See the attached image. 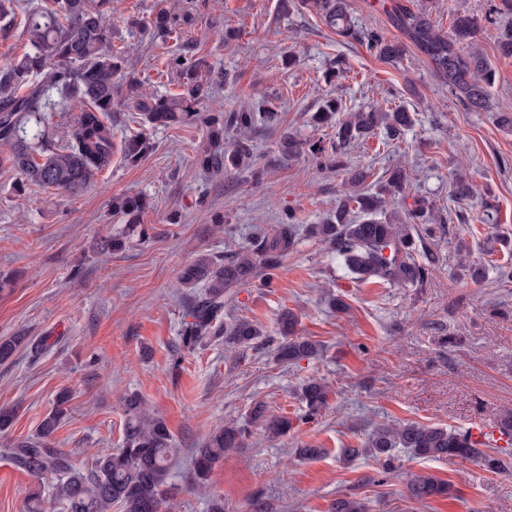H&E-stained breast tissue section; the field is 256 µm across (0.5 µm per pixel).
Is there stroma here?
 <instances>
[{
  "label": "stroma",
  "mask_w": 512,
  "mask_h": 512,
  "mask_svg": "<svg viewBox=\"0 0 512 512\" xmlns=\"http://www.w3.org/2000/svg\"><path fill=\"white\" fill-rule=\"evenodd\" d=\"M189 14L179 40L166 41L151 25L160 8ZM112 46L128 56V70L147 93L180 92L168 62L180 45L223 70L204 82L209 112L264 105L275 115L256 135V160L243 173L212 175L197 165L206 145L201 127H158L133 121L124 105L112 110L115 139L144 132L155 148L143 162L111 165L77 195L29 188L17 194L16 175L0 171V274L13 275L0 292V338L18 333L30 345L0 363V405L16 406L12 428L0 433V452L36 435L60 391L67 415L53 435L77 468L99 451L121 447L135 395L164 418L177 450L166 512H208L221 498L226 512H253L263 499L275 512H328L348 493L368 512H512V467L492 473L478 459L435 460L401 454V468L380 474L373 461H344L343 448L364 441L391 419L465 431L512 414V129L496 113H512V57L499 55V33L512 14L495 16L475 44L492 63L493 109L470 112L434 76L415 50L387 63L359 43L345 44L296 0H114ZM297 63L285 67L287 56ZM344 76H332L335 62ZM343 112L404 106L413 117L398 138L376 129L348 147L350 161L368 168L369 189L397 167L409 176L410 198H425L437 231L425 239L434 256L422 288H396L353 279L342 261L318 242L300 237L274 287L235 288L225 316L257 323L268 344L244 349L223 338L194 351L179 347L188 290L181 268L198 255L220 258L249 247L283 211L302 225L317 224L336 208L342 177L308 156L278 158L279 140L336 138V127L312 120L323 100ZM477 192L466 205L449 198L456 173ZM144 196L150 237L125 251L102 254L99 237L119 229L116 197ZM223 225H216V217ZM482 264L476 281L466 261ZM345 310L330 308V296ZM299 318L301 335L318 341V356L277 361L272 344L283 309ZM310 379L328 383V404L307 419L297 396ZM287 416L288 435L265 438L252 429L244 447L226 453L204 489L189 486L196 448L220 425H248L256 405ZM302 446L322 448L304 459ZM451 484L449 498L411 499V474ZM34 479L15 470L0 476V512H27ZM45 512H64L42 483Z\"/></svg>",
  "instance_id": "1"
}]
</instances>
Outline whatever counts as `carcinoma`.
Listing matches in <instances>:
<instances>
[{
  "instance_id": "obj_1",
  "label": "carcinoma",
  "mask_w": 512,
  "mask_h": 512,
  "mask_svg": "<svg viewBox=\"0 0 512 512\" xmlns=\"http://www.w3.org/2000/svg\"><path fill=\"white\" fill-rule=\"evenodd\" d=\"M18 0H0V23L9 30L17 16ZM299 9L315 15L345 43H362L386 62L403 56L410 45L432 67L448 93L471 112L490 110L489 88L495 81L490 61L475 47L476 35L483 22L492 16L457 12L452 16L453 34L436 29L429 11L411 9L394 2L390 7L392 24L406 41H396L383 30H364L352 19L347 0H297ZM112 14V0H43L23 13L22 34L30 51L0 65V168L16 172L20 182L15 191L22 193L29 185L77 195L96 180L112 162V109L122 98L144 121L170 127L203 125L208 131L209 147L198 154V165L207 173L234 171L253 163L255 133L274 119L272 112L250 108L229 112H205L200 108L203 96L199 73L212 72L202 56L190 46L170 61L171 69L186 79L180 93L148 95L142 82L126 71L125 56L112 51V29L105 24ZM154 29L163 37L178 34L180 19L176 13L161 9L153 20ZM77 112L63 126L61 143L45 136L43 126L49 112H63L64 103ZM340 111L335 99H327L314 115L323 124ZM412 123L404 109L388 112L375 109L352 112L336 123V146L328 149L319 141H300L285 134L278 152L283 157L307 155L319 165L343 175L342 197L333 218L311 224L309 236L336 253L348 271L362 280L373 278L391 286L423 287L428 282L432 258L417 256L414 234L431 235L426 203L421 201L408 210L405 220L387 212L385 196L404 192L408 175L394 169L385 184L375 193L361 189L368 172L346 161L344 148L366 138L382 125L391 137L398 136ZM235 135L230 148H224V132ZM154 149L143 132L127 135L121 146L124 161L139 165ZM475 185L460 173L451 184V196L464 202L474 196ZM150 208L144 197L119 198L112 211L121 217L123 226L99 239L103 252H121L133 237L148 238L143 219ZM297 236L294 216L284 214L271 231L257 236L251 248L228 259L202 256L184 265L180 281L187 288L203 287L188 308L179 334L180 346L193 351L208 339L224 337L234 346L249 347L262 341L260 328L247 319L221 324L225 298L231 289L247 284L270 288L283 262L293 250ZM297 318L285 310L279 322L277 358L290 363L311 357L318 344L306 336L296 335ZM29 343L24 335L0 339V362L9 360L16 350ZM328 386L311 380L301 387L300 398L307 415L324 409ZM68 395H59L54 410L41 422L37 436L13 444L8 449L10 464L36 481L50 474L55 477V498L65 512H166L172 466V436L165 420L149 417L141 401L126 400L128 415L123 446L101 453L92 466L77 469L71 454L53 446L52 436L67 415ZM251 422L267 436L277 438L288 433L286 416L268 413L263 405L255 406ZM247 428L225 426L215 431L192 460L195 485L208 480L224 453L243 447ZM402 448L410 455L434 459L483 460L491 471L505 468L504 460L474 447L465 432L440 426L390 420L367 436L361 448H346V460L370 458L385 473L395 469ZM410 498L424 501L451 494L448 483L428 474L408 478ZM329 512H366L358 499L342 495Z\"/></svg>"
}]
</instances>
